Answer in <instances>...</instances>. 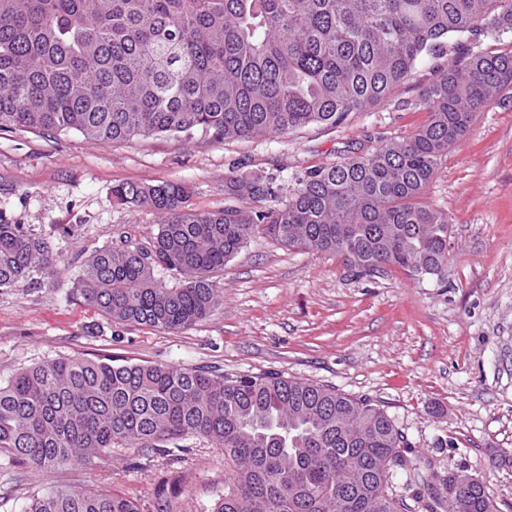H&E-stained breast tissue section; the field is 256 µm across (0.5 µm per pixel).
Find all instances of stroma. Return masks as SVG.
Returning a JSON list of instances; mask_svg holds the SVG:
<instances>
[{"mask_svg":"<svg viewBox=\"0 0 512 512\" xmlns=\"http://www.w3.org/2000/svg\"><path fill=\"white\" fill-rule=\"evenodd\" d=\"M430 77L421 62L386 102L283 136L197 132L100 145L75 132L0 131V206L61 257L54 286L0 290V380L75 356L330 385L380 405L410 457L467 469L497 512H512V103L477 113L427 189V202L448 215L444 281L397 267L361 277L336 255L257 236L219 273L221 304L181 331L115 326L71 292L79 263L116 233L145 244L157 231L154 212L113 205V186L181 184L201 211L224 208L232 171L272 175L290 190L305 171L412 135L427 118L419 93ZM186 446L173 462L118 449L56 475L11 467L0 473V512H21L32 487L56 482L147 501L175 491L179 512H211L224 451L196 437Z\"/></svg>","mask_w":512,"mask_h":512,"instance_id":"1","label":"stroma"}]
</instances>
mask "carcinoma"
<instances>
[{
	"instance_id": "cac0c4a2",
	"label": "carcinoma",
	"mask_w": 512,
	"mask_h": 512,
	"mask_svg": "<svg viewBox=\"0 0 512 512\" xmlns=\"http://www.w3.org/2000/svg\"><path fill=\"white\" fill-rule=\"evenodd\" d=\"M512 0H0V131H76L110 144L155 134L218 139L337 126L386 100L416 65L428 113L296 178L224 176L239 202L201 212L178 184L121 183L112 202L159 218L146 245L121 232L71 281L115 325L182 330L221 301L216 275L251 238L332 253L361 275L398 267L445 279L448 217L424 200L441 159L486 106L512 101ZM48 238L0 209V289L56 283ZM201 437L224 449L211 512H495L464 470L406 455L378 405L277 374L58 357L0 381V456L58 473L115 448L173 457ZM406 474L405 494L389 492ZM468 480L448 495L450 476ZM23 512H176L114 489L40 486Z\"/></svg>"
}]
</instances>
